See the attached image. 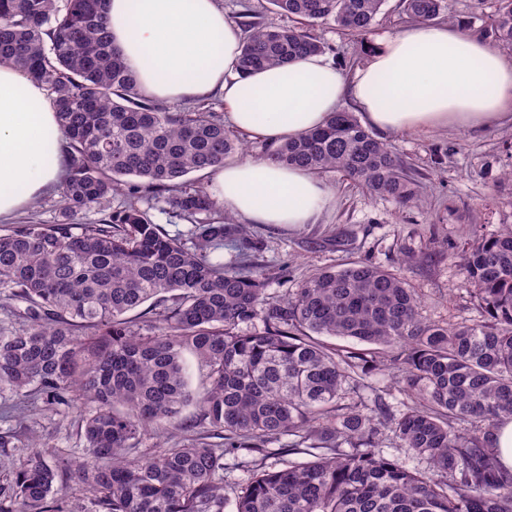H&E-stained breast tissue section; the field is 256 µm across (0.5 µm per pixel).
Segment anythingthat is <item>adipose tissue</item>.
I'll return each mask as SVG.
<instances>
[{"mask_svg":"<svg viewBox=\"0 0 512 512\" xmlns=\"http://www.w3.org/2000/svg\"><path fill=\"white\" fill-rule=\"evenodd\" d=\"M107 15L146 97L220 96L230 124L270 143L321 126L346 99L382 134L512 120V57L456 25L416 23L382 37L350 75L317 54L242 77L241 30L216 0H107ZM64 165L54 97L1 65L0 223L51 192ZM212 180L225 209L256 224H311L334 200L309 169L266 158L226 162Z\"/></svg>","mask_w":512,"mask_h":512,"instance_id":"1","label":"adipose tissue"}]
</instances>
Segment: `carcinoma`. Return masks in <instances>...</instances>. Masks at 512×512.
I'll return each mask as SVG.
<instances>
[{
  "instance_id": "obj_1",
  "label": "carcinoma",
  "mask_w": 512,
  "mask_h": 512,
  "mask_svg": "<svg viewBox=\"0 0 512 512\" xmlns=\"http://www.w3.org/2000/svg\"><path fill=\"white\" fill-rule=\"evenodd\" d=\"M384 3L268 0L295 25L240 14L239 71L324 52L311 33L319 24L367 45ZM402 7L426 23L448 0ZM493 38L512 53V0H498ZM0 65L55 95L68 156L61 219L0 234V308L21 322L0 325V391L18 412L40 402L64 419L85 407L81 458L0 430V512H224L237 469L249 478L235 512H512V471L494 447L499 423L512 419V228L475 233L448 253L480 309L470 324L422 321L405 278L369 262L321 270L278 298L267 292L268 267L251 259L257 243L187 180L223 167L241 141L216 112L141 94L112 45L106 0H0ZM268 157L341 172L399 204L417 196L405 162L350 112ZM116 192L127 203L114 210ZM147 195L195 221L194 241L154 223L139 206ZM91 209L104 216L80 223ZM226 241L240 252L234 267L214 257ZM258 321L262 330L242 331ZM187 353L208 368L197 393ZM391 368L408 398L398 409L365 394L366 378ZM190 404L206 432L183 422ZM174 427L187 435L168 439ZM148 431L156 442L143 449ZM387 434L428 468L385 454Z\"/></svg>"
}]
</instances>
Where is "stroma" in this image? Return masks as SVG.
Listing matches in <instances>:
<instances>
[{
    "label": "stroma",
    "instance_id": "obj_1",
    "mask_svg": "<svg viewBox=\"0 0 512 512\" xmlns=\"http://www.w3.org/2000/svg\"><path fill=\"white\" fill-rule=\"evenodd\" d=\"M497 6V0H449L450 21L484 37ZM314 34L327 44V57L343 70L369 56L356 37L334 25L317 26ZM384 141L420 183L418 198L402 206L370 196L340 172L322 173L335 199L317 223L299 229L247 227L260 246L259 263L270 271L269 293L283 296L318 270L369 261L396 270L415 288L424 321L477 320L471 285L449 261L447 250L463 246L474 230L495 233L512 227V182L502 177L512 167V122L478 130L388 134ZM21 419L51 446L78 445L76 420H59L41 407Z\"/></svg>",
    "mask_w": 512,
    "mask_h": 512
}]
</instances>
